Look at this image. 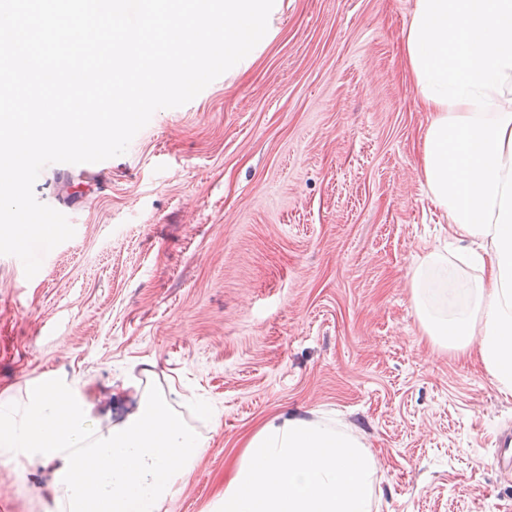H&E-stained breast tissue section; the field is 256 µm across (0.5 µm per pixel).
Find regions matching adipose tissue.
Wrapping results in <instances>:
<instances>
[{"instance_id":"1","label":"adipose tissue","mask_w":512,"mask_h":512,"mask_svg":"<svg viewBox=\"0 0 512 512\" xmlns=\"http://www.w3.org/2000/svg\"><path fill=\"white\" fill-rule=\"evenodd\" d=\"M404 51L427 114L419 168L458 250L425 245L411 271L420 328L435 347L476 350L512 397V0H414ZM150 363L123 377L132 411L102 426L88 382L53 372L24 397L0 392V448L52 467L58 512H166L205 440L156 390ZM209 512H380L377 462L334 419L279 413L249 433Z\"/></svg>"}]
</instances>
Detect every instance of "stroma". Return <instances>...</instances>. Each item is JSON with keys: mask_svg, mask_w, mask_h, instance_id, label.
Here are the masks:
<instances>
[{"mask_svg": "<svg viewBox=\"0 0 512 512\" xmlns=\"http://www.w3.org/2000/svg\"><path fill=\"white\" fill-rule=\"evenodd\" d=\"M414 0H283L245 71L156 111L127 152L35 185L75 235L26 278L0 255V390L53 370L101 423L129 366L176 381L208 447L168 512H205L243 436L320 411L375 454L380 512H512L495 455L512 399L422 336L408 273L448 226L419 172ZM221 413L219 429L197 403ZM52 467L0 449V512H49Z\"/></svg>", "mask_w": 512, "mask_h": 512, "instance_id": "stroma-1", "label": "stroma"}]
</instances>
